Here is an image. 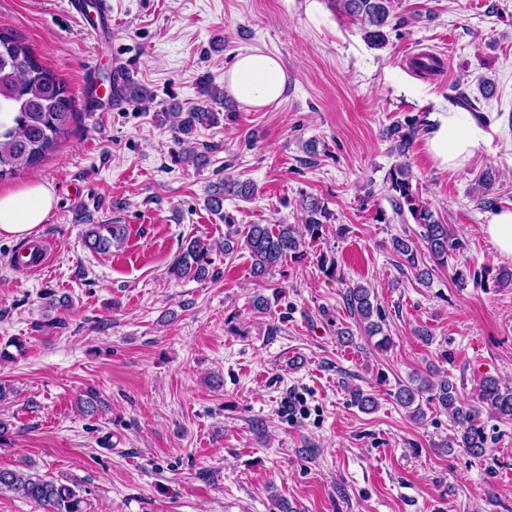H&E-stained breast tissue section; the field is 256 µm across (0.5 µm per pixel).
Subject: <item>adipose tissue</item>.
I'll return each instance as SVG.
<instances>
[{"label": "adipose tissue", "instance_id": "ef3b65f1", "mask_svg": "<svg viewBox=\"0 0 512 512\" xmlns=\"http://www.w3.org/2000/svg\"><path fill=\"white\" fill-rule=\"evenodd\" d=\"M282 61L273 55L251 50L238 55L224 73V88L239 103L263 108L281 100L287 91ZM490 116L485 112L429 114L426 146L440 168L463 166L485 144L484 129ZM50 190L39 182L15 190L0 191V237L22 239L46 222L53 209Z\"/></svg>", "mask_w": 512, "mask_h": 512}]
</instances>
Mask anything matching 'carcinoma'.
Masks as SVG:
<instances>
[{
  "instance_id": "1",
  "label": "carcinoma",
  "mask_w": 512,
  "mask_h": 512,
  "mask_svg": "<svg viewBox=\"0 0 512 512\" xmlns=\"http://www.w3.org/2000/svg\"><path fill=\"white\" fill-rule=\"evenodd\" d=\"M392 2L343 0L347 14L362 23L365 38L375 45L386 42L387 30L405 25V19H398L393 14ZM414 65L418 70L430 73L443 69L442 60L434 55L418 57ZM120 94L127 102H144L150 98V93L133 81L128 82ZM198 95L199 101L185 112L174 107L170 112L161 113L163 120H173L180 142H187V136L197 128L236 120V112L224 105V92L209 79L200 80ZM216 104L224 106V111H216ZM75 113V99L66 84L38 63L29 46L0 27V180L38 165L54 152L58 141L68 133ZM419 127L420 124L411 119L388 127L384 136L393 141L394 150L404 156L418 135ZM412 180L406 163L393 166L385 176L393 213L401 220L405 214H410L420 228L417 238L396 236L392 245L396 254L404 257L405 262L416 270L417 280L428 284L432 272L420 265L421 256L428 257L437 266H445L448 258L459 249V242L452 237L448 225L419 201ZM494 182L495 174L488 170L477 180L481 192L479 204L486 209H493L498 203V198L490 195ZM256 193V184L226 173L224 178L209 186L205 203L209 212L224 220V254L230 255L235 246L244 245L252 259L251 275L262 281L287 258L302 257L304 235L312 238L321 235L335 217L324 202L312 197L304 200L300 229L294 224H249L241 231L234 215L224 210V200L237 197L248 201L254 199ZM123 239L124 228L118 224L87 225L85 242L101 253L109 252L113 242ZM212 253L209 244L200 239L191 240L174 258L167 274L178 281L203 280L210 272ZM345 303L367 336L382 333L384 318L381 308L374 304L371 289L361 285L347 289ZM478 390L479 404H465L450 379L443 378L434 383L420 376L409 384L399 385L395 400L413 420L419 421L425 416L423 394L433 392V399L448 412L453 423L461 427V433L453 443L466 449L472 457L481 458L487 448L481 406L486 405L498 416L512 420V387L485 378ZM4 493L33 502L44 512H88L90 507L86 490L30 470L0 469V494Z\"/></svg>"
}]
</instances>
